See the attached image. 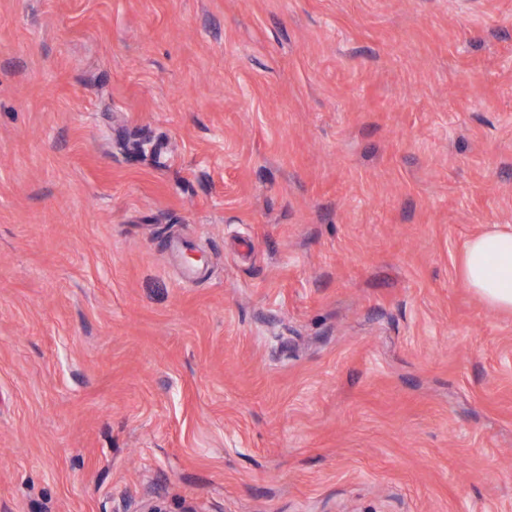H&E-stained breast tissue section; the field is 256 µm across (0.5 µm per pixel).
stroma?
I'll return each mask as SVG.
<instances>
[{"instance_id": "1", "label": "stroma", "mask_w": 512, "mask_h": 512, "mask_svg": "<svg viewBox=\"0 0 512 512\" xmlns=\"http://www.w3.org/2000/svg\"><path fill=\"white\" fill-rule=\"evenodd\" d=\"M495 225L512 0H0V512H512ZM463 275L486 303L512 310V229L484 232L469 241Z\"/></svg>"}]
</instances>
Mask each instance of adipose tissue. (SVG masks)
I'll return each instance as SVG.
<instances>
[{
    "instance_id": "1",
    "label": "adipose tissue",
    "mask_w": 512,
    "mask_h": 512,
    "mask_svg": "<svg viewBox=\"0 0 512 512\" xmlns=\"http://www.w3.org/2000/svg\"><path fill=\"white\" fill-rule=\"evenodd\" d=\"M463 275L473 291L491 306L512 310V229H497L469 241Z\"/></svg>"
}]
</instances>
